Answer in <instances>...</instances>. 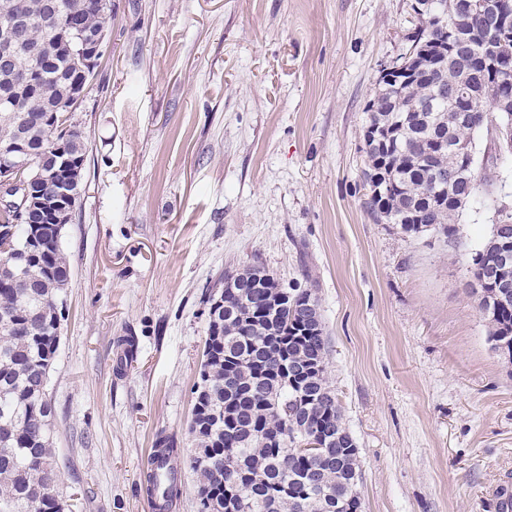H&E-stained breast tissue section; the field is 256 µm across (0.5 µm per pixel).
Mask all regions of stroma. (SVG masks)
<instances>
[{
	"mask_svg": "<svg viewBox=\"0 0 512 512\" xmlns=\"http://www.w3.org/2000/svg\"><path fill=\"white\" fill-rule=\"evenodd\" d=\"M415 5L112 0L108 58L72 115L87 159L48 386L71 512H150L142 473L160 433L181 450L172 512H197L208 298L255 261L319 298L363 512H496L512 363L491 347L466 258L512 209V159L449 241L366 206L365 107Z\"/></svg>",
	"mask_w": 512,
	"mask_h": 512,
	"instance_id": "stroma-1",
	"label": "stroma"
}]
</instances>
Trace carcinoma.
<instances>
[{
    "instance_id": "cac0c4a2",
    "label": "carcinoma",
    "mask_w": 512,
    "mask_h": 512,
    "mask_svg": "<svg viewBox=\"0 0 512 512\" xmlns=\"http://www.w3.org/2000/svg\"><path fill=\"white\" fill-rule=\"evenodd\" d=\"M47 2L0 0V15L24 17L30 43L48 59L40 81L16 95L24 118L0 114V143L24 136L35 163L57 147L86 156L85 136L62 128L56 108L69 97L71 77L83 72L86 85L92 84L102 58L91 67L69 50L67 28L75 12L94 32L112 18V0H54L52 19ZM461 2L416 0L418 35L406 49L410 81L403 86L379 81L366 105L367 208L376 220L398 224L410 236L453 238L460 214L453 199L484 198L498 189L489 162L439 148V140L448 138L475 143L498 115L486 99V111L462 118L438 99L437 86L472 84L492 98L512 96V82H502L501 71L481 59L489 47L471 38L495 27L496 15H465ZM457 167L472 169L473 178L451 188L437 181ZM18 219L15 209H0V270L14 263L16 244L24 240L29 247L25 279L0 273V512H66L58 484L38 481L40 473L55 468V460L53 409L37 386L58 350L63 307L58 294L68 286L70 266L52 225ZM503 251L512 252V240L489 236L471 255L467 284L496 348L512 344V288L507 303L498 301V278L512 280V268L501 264ZM237 274L239 288L209 299V309L223 311L224 323L208 322L194 391L189 431L196 448L190 466L198 512H224V492L237 480L248 512H362L357 443L327 374L330 339L325 325L313 329L303 317L304 306H316L318 299L308 288L282 287L257 261ZM258 276L270 281L263 291L252 287ZM228 379L239 389L232 397L224 395ZM331 428L338 438L326 455L298 451L303 435ZM179 452L173 437H157L155 456L174 459ZM144 490L166 512L180 497L181 481L174 470L165 484L152 473Z\"/></svg>"
}]
</instances>
